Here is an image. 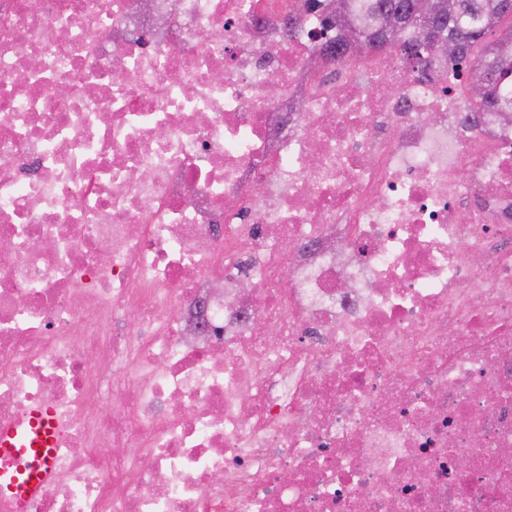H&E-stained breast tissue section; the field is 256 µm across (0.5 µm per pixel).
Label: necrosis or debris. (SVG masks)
<instances>
[{
    "instance_id": "obj_1",
    "label": "necrosis or debris",
    "mask_w": 512,
    "mask_h": 512,
    "mask_svg": "<svg viewBox=\"0 0 512 512\" xmlns=\"http://www.w3.org/2000/svg\"><path fill=\"white\" fill-rule=\"evenodd\" d=\"M149 5L0 0V425L60 431L0 512H512V123L304 0Z\"/></svg>"
}]
</instances>
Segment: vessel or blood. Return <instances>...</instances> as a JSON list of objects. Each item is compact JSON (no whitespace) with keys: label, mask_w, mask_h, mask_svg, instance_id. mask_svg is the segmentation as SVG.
Returning a JSON list of instances; mask_svg holds the SVG:
<instances>
[{"label":"vessel or blood","mask_w":512,"mask_h":512,"mask_svg":"<svg viewBox=\"0 0 512 512\" xmlns=\"http://www.w3.org/2000/svg\"><path fill=\"white\" fill-rule=\"evenodd\" d=\"M58 446L51 408L31 410L19 422L0 427V498L18 502L36 496L51 476Z\"/></svg>","instance_id":"vessel-or-blood-1"}]
</instances>
